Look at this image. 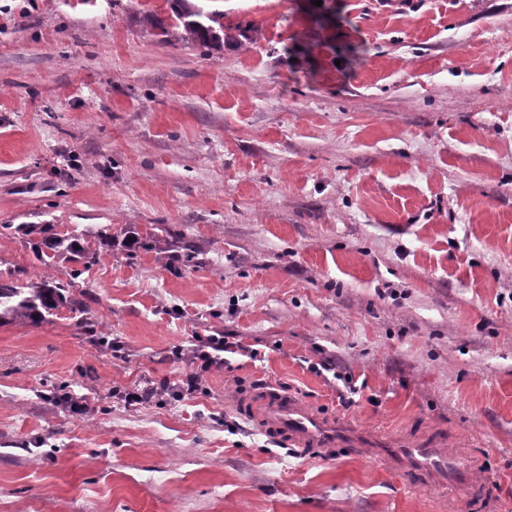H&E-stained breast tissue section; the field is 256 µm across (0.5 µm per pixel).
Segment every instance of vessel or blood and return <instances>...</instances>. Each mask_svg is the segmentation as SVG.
Segmentation results:
<instances>
[{"mask_svg": "<svg viewBox=\"0 0 512 512\" xmlns=\"http://www.w3.org/2000/svg\"><path fill=\"white\" fill-rule=\"evenodd\" d=\"M242 408L259 429L274 439L325 454L338 448L363 450L366 458L387 463L413 488L448 484L475 493L487 490L488 479L483 471L467 458L439 448L436 442L390 444L352 422L325 416L301 400L275 390L247 396Z\"/></svg>", "mask_w": 512, "mask_h": 512, "instance_id": "b4317fda", "label": "vessel or blood"}]
</instances>
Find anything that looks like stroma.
Masks as SVG:
<instances>
[{
    "label": "stroma",
    "instance_id": "obj_1",
    "mask_svg": "<svg viewBox=\"0 0 512 512\" xmlns=\"http://www.w3.org/2000/svg\"><path fill=\"white\" fill-rule=\"evenodd\" d=\"M209 5L220 49L169 0H0V225L115 238L88 328L0 326V512H512V0ZM69 268L0 235L2 278ZM211 336L247 352L179 395ZM267 387L442 438L485 508L275 443ZM201 0H172V10L186 30L204 48L224 46V13L208 12L191 3Z\"/></svg>",
    "mask_w": 512,
    "mask_h": 512
}]
</instances>
